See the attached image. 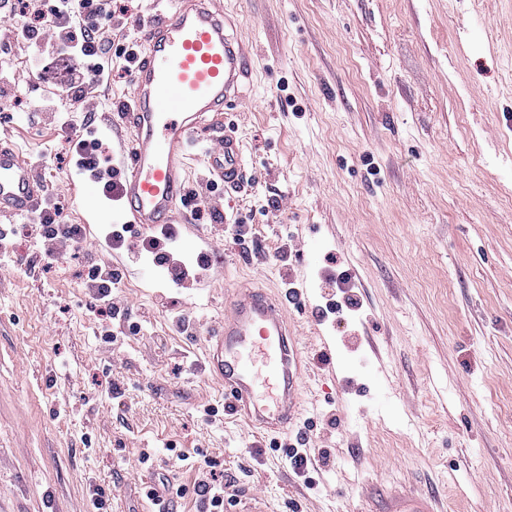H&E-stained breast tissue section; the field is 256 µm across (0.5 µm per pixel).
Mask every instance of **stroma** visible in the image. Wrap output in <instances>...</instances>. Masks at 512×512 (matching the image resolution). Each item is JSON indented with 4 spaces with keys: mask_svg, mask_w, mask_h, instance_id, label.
Returning a JSON list of instances; mask_svg holds the SVG:
<instances>
[{
    "mask_svg": "<svg viewBox=\"0 0 512 512\" xmlns=\"http://www.w3.org/2000/svg\"><path fill=\"white\" fill-rule=\"evenodd\" d=\"M223 2L255 74L210 132L245 146L243 182L196 200L224 224L179 227L184 251L217 247L199 292L90 223L78 191L70 139L115 156L127 136L123 61L87 125L12 48L24 95L0 134L85 231L46 271L21 234L0 257V512H148L149 477L177 487L171 512H197L206 462L224 512L255 497L268 512H371L390 489L512 512V0ZM89 261L123 275L116 318L83 284ZM340 274L358 304L329 313ZM290 276L303 414L261 438L225 410L204 345L236 279L277 290ZM366 331L385 365L351 349ZM300 437L314 460L301 476Z\"/></svg>",
    "mask_w": 512,
    "mask_h": 512,
    "instance_id": "obj_1",
    "label": "stroma"
}]
</instances>
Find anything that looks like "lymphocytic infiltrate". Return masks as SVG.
<instances>
[{
  "instance_id": "lymphocytic-infiltrate-1",
  "label": "lymphocytic infiltrate",
  "mask_w": 512,
  "mask_h": 512,
  "mask_svg": "<svg viewBox=\"0 0 512 512\" xmlns=\"http://www.w3.org/2000/svg\"><path fill=\"white\" fill-rule=\"evenodd\" d=\"M10 26L0 36V50L18 43L32 48V75L58 85L81 102L85 121L97 112V88L112 71V0H13ZM40 240V260L52 265L82 239L81 225L67 224L55 200L25 217Z\"/></svg>"
}]
</instances>
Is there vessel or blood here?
Returning a JSON list of instances; mask_svg holds the SVG:
<instances>
[{
    "instance_id": "1",
    "label": "vessel or blood",
    "mask_w": 512,
    "mask_h": 512,
    "mask_svg": "<svg viewBox=\"0 0 512 512\" xmlns=\"http://www.w3.org/2000/svg\"><path fill=\"white\" fill-rule=\"evenodd\" d=\"M220 2L173 0L168 13L146 24L124 112L132 145L109 183L90 186L91 197L111 202L100 213L102 223L127 224L143 235L170 223L186 197L189 151L251 77L252 58L227 35ZM204 159L225 186L241 183L243 151L235 136L209 145ZM44 191L33 166L0 138V219L24 216ZM300 295L293 288L282 299L242 284L224 305L221 332L210 339L209 371L224 383L229 412L272 435L288 432L299 413L301 359L286 303ZM378 512L434 510L427 500L392 496Z\"/></svg>"
}]
</instances>
